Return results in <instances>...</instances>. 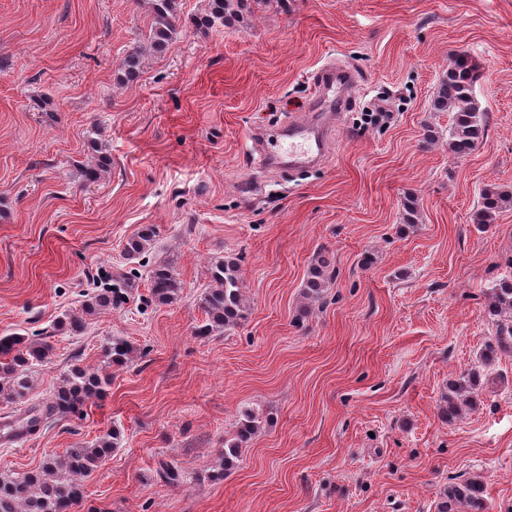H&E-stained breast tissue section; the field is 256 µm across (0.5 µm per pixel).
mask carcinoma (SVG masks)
<instances>
[{"label": "carcinoma", "instance_id": "1", "mask_svg": "<svg viewBox=\"0 0 512 512\" xmlns=\"http://www.w3.org/2000/svg\"><path fill=\"white\" fill-rule=\"evenodd\" d=\"M272 0H208L205 13L193 20L198 28H210L230 20L242 22L253 12L252 4H268ZM152 16L148 44L162 52L182 32L179 0H147ZM143 49L131 51L122 63L124 78L129 80L140 70ZM481 77L479 66L465 52L452 57L433 101L436 112L452 114L448 127V150L456 156L474 151L484 138V114L480 112L473 88ZM93 156L77 163L83 180L98 182L110 168L112 160L102 144L91 143ZM512 207V191L496 185L486 186L481 193L480 207L472 215V223L482 227L495 222L499 212ZM157 232L146 225L126 240L123 254L128 262L148 252ZM209 284L199 299L206 323L196 329V335L206 337L215 331L239 325L246 319L243 282L235 259L218 257L208 266ZM330 279L327 263L319 262L308 275L303 295L308 300L322 296ZM150 294L159 305H171L180 299L181 283L170 263L160 262L149 271ZM132 284L117 281L112 287L98 288L85 295L78 311L64 312L51 324L50 330L33 336L13 332L0 336V400L5 403L24 402L32 388L33 369L46 362L53 353L50 339L58 335L80 336L88 328V320L115 309L130 298ZM488 316L496 327L495 342L483 352V361L490 363L502 356L512 355V276L499 279L491 288L487 306ZM135 348L127 340L114 337L104 347V363L125 366L132 361ZM112 383V374L101 368L74 366L62 379L50 400L31 407L16 420L4 424L13 428L14 422L25 424V433L33 434L40 427L68 416L81 414L93 399L103 395ZM479 375L471 372L450 383L444 397L442 415L448 420L459 416L462 407L470 405L477 396ZM263 414L255 408L245 409L231 433L224 437L223 466L217 477L222 478L239 459L262 427ZM122 442V432L112 428L103 432L88 445L68 448L61 455L47 457L35 472L20 476L0 477V512H73L85 498L84 481L112 454ZM160 478L170 484L183 481L182 471L172 462H163ZM437 512H488L484 483L476 478L453 482L438 503Z\"/></svg>", "mask_w": 512, "mask_h": 512}]
</instances>
